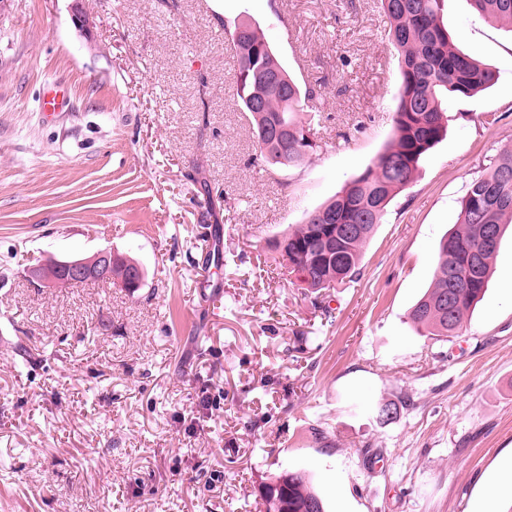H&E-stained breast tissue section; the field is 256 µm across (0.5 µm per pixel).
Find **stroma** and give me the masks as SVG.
<instances>
[{
  "instance_id": "stroma-1",
  "label": "stroma",
  "mask_w": 512,
  "mask_h": 512,
  "mask_svg": "<svg viewBox=\"0 0 512 512\" xmlns=\"http://www.w3.org/2000/svg\"><path fill=\"white\" fill-rule=\"evenodd\" d=\"M83 5L87 31L74 0H0V512H264L263 486L293 468L327 512H477L512 455V235L457 336L408 314L468 182L512 151V32L444 0L455 44L497 81L449 96L448 133L359 278L318 294L272 243L392 139L379 0ZM247 17L316 91L317 148L299 168L260 159L235 94L224 27ZM55 82L71 105L49 122ZM209 224L224 261L202 275ZM102 250L141 265L136 294L31 278ZM217 286L223 312L199 317Z\"/></svg>"
}]
</instances>
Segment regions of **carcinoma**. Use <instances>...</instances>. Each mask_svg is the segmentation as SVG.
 Listing matches in <instances>:
<instances>
[{
	"mask_svg": "<svg viewBox=\"0 0 512 512\" xmlns=\"http://www.w3.org/2000/svg\"><path fill=\"white\" fill-rule=\"evenodd\" d=\"M388 20L387 43L397 55L399 84L393 116L391 144L361 174L348 181L307 221L275 241L288 243L297 257L288 272L305 276V284L318 293L350 283L361 274L363 248L394 198L413 180L422 160L446 135L448 96H472L495 83L493 70L462 52L452 41L441 17L443 0H380ZM474 11L512 25V0H470ZM237 35L229 30L236 57V95L249 109L256 98L264 100L261 112L250 113L260 156L277 169L303 164L316 147L309 121L297 119L306 111L314 91H301L279 62L272 47L251 20ZM279 75L288 86L284 94L267 82ZM288 127V162L280 143L267 137V129ZM459 227L439 243L438 261L431 287L409 313L412 324L430 336H455L465 317L485 295L494 273L493 259L512 225V151L499 155L472 179L460 202ZM353 228L347 234L340 230ZM491 231L495 244L479 241L481 229ZM264 505L279 504L281 512H326L323 498L312 490L307 471L285 470L262 488Z\"/></svg>",
	"mask_w": 512,
	"mask_h": 512,
	"instance_id": "cac0c4a2",
	"label": "carcinoma"
}]
</instances>
